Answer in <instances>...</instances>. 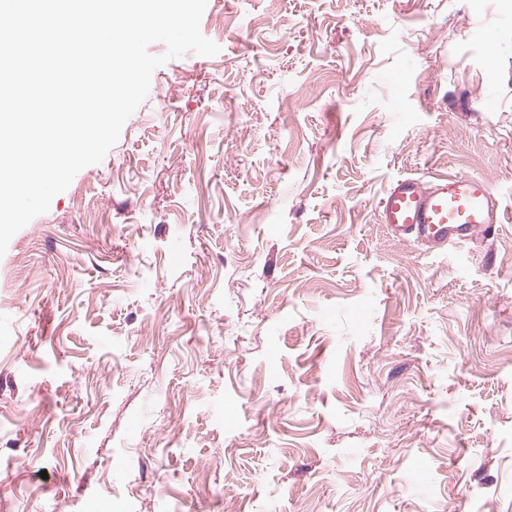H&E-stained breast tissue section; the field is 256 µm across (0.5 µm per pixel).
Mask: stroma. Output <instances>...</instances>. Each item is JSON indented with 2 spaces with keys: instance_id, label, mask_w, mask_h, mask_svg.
<instances>
[{
  "instance_id": "35a3bbf8",
  "label": "stroma",
  "mask_w": 512,
  "mask_h": 512,
  "mask_svg": "<svg viewBox=\"0 0 512 512\" xmlns=\"http://www.w3.org/2000/svg\"><path fill=\"white\" fill-rule=\"evenodd\" d=\"M512 0H207L0 256V512H512V216L393 239L395 178L512 213ZM379 224L403 243H421L431 251L462 245L489 235L503 224L505 210L491 183L481 176H415L393 180L378 203Z\"/></svg>"
}]
</instances>
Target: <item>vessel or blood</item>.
I'll return each instance as SVG.
<instances>
[{"label": "vessel or blood", "mask_w": 512, "mask_h": 512, "mask_svg": "<svg viewBox=\"0 0 512 512\" xmlns=\"http://www.w3.org/2000/svg\"><path fill=\"white\" fill-rule=\"evenodd\" d=\"M378 221L400 242L432 251L474 241L505 220L491 183L472 175L414 176L393 180L378 204Z\"/></svg>", "instance_id": "obj_1"}]
</instances>
